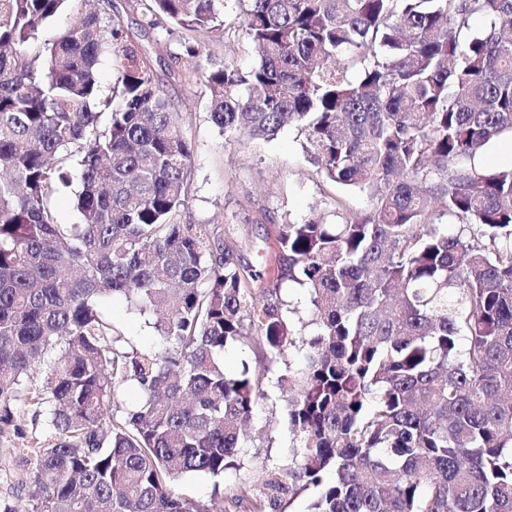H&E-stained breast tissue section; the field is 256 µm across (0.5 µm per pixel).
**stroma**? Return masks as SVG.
<instances>
[{
    "instance_id": "1",
    "label": "stroma",
    "mask_w": 512,
    "mask_h": 512,
    "mask_svg": "<svg viewBox=\"0 0 512 512\" xmlns=\"http://www.w3.org/2000/svg\"><path fill=\"white\" fill-rule=\"evenodd\" d=\"M93 8L106 11L116 20L127 40L147 48L157 81L193 142L189 198L180 212L181 223L227 224L247 230L255 248L245 258L267 283L278 274L275 256L280 225L300 224L316 215L335 223L336 202L340 199L352 212L369 211L365 193L335 186L316 174L305 154V137L296 127H284L270 139L226 143L210 120L204 79L181 71L174 62L176 54L183 51L181 33L149 28L135 0H69L61 13L40 28L37 39L28 45L29 51H40ZM244 8L243 0H223L224 28L204 40V57L242 70L257 63L241 31ZM100 308L131 337L136 348L165 351L167 344L153 326V313L131 311L119 298L101 300ZM10 408L13 423L0 434V512H34L37 495L29 475L35 453L30 439L48 436L49 428L44 417L35 416L25 401L13 402ZM253 420L255 426L270 427L273 447H264L258 441L250 443L242 451L244 466L240 471H228L218 484L207 476L189 475L175 484V492L206 504L213 487H220L226 512H233L234 498L262 490L271 468L285 460L288 432L276 424L271 402H263Z\"/></svg>"
}]
</instances>
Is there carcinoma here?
Returning a JSON list of instances; mask_svg holds the SVG:
<instances>
[{
    "label": "carcinoma",
    "instance_id": "obj_1",
    "mask_svg": "<svg viewBox=\"0 0 512 512\" xmlns=\"http://www.w3.org/2000/svg\"><path fill=\"white\" fill-rule=\"evenodd\" d=\"M66 2L0 0V404L49 408L40 512H224L173 482L243 467L268 392L247 364L225 369L232 345L269 368L302 356L277 377L287 461L251 512L311 487L308 512H512V168L484 161L512 138V0H246V71L202 69L221 0H136L149 27L189 34L177 63L204 71L220 132L294 123L316 174L370 200L365 216L338 201L334 224L282 225L266 288L248 237L178 220L192 144L118 23L89 11L26 53ZM76 155L84 222L59 224ZM285 283L308 320L290 319ZM105 296L161 311L169 348L127 347ZM127 382L142 402L119 420Z\"/></svg>",
    "mask_w": 512,
    "mask_h": 512
}]
</instances>
